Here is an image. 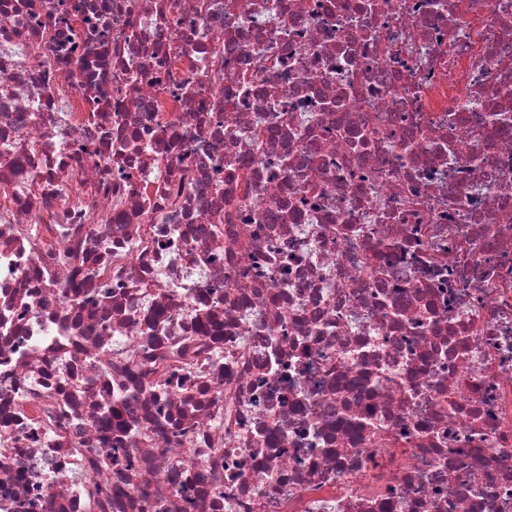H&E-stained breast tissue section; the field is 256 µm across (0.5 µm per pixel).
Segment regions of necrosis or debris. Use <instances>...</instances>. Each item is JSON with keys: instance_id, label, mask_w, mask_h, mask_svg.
I'll use <instances>...</instances> for the list:
<instances>
[{"instance_id": "necrosis-or-debris-1", "label": "necrosis or debris", "mask_w": 512, "mask_h": 512, "mask_svg": "<svg viewBox=\"0 0 512 512\" xmlns=\"http://www.w3.org/2000/svg\"><path fill=\"white\" fill-rule=\"evenodd\" d=\"M0 512H512V0H0Z\"/></svg>"}]
</instances>
